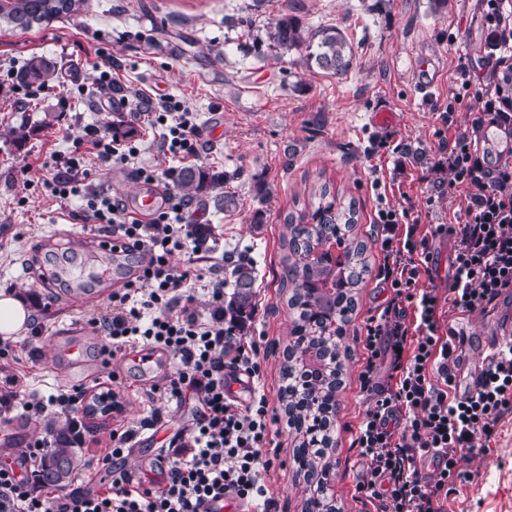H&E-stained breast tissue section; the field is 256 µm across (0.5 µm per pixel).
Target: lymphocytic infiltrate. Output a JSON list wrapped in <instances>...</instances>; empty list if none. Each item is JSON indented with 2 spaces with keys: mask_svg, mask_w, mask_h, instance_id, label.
I'll use <instances>...</instances> for the list:
<instances>
[{
  "mask_svg": "<svg viewBox=\"0 0 512 512\" xmlns=\"http://www.w3.org/2000/svg\"><path fill=\"white\" fill-rule=\"evenodd\" d=\"M458 72L463 91L453 101L474 113L475 127L512 129V105L501 89L472 88L466 67ZM124 104L134 118H147L159 130L164 153L201 158L204 146L186 101L134 90ZM139 153L135 141L113 134L109 125H91L69 153L43 162L48 173L43 185L53 197L80 198L77 218L139 257L133 279L112 292L106 311L89 324L113 353L150 346L178 357L164 386L141 389L150 415L140 429L164 432L161 399L190 406L191 416L172 434L164 432L156 476L149 480L127 468L138 431L128 427L112 432L100 460L110 481L98 490L59 491L40 484L35 470L20 477L0 463V512H205L208 502L224 497L255 512H273L263 483L271 466L267 397L258 392L242 404L227 389L228 372L261 377L258 343L224 311V271L233 265V254L210 242L203 225L192 223L191 202L178 193L175 170L137 168L140 179L163 187L161 207L144 221L85 165L92 154L102 167L134 166ZM445 162L449 191L463 190L468 197L464 223L438 224L432 231L455 242L447 298L419 285L429 273L430 255L410 209L377 210L392 297L365 322L367 357L360 378L369 405L353 441L363 464L357 490L375 512H447L456 483L478 477L467 448L495 440L512 414V342L489 359L476 392L457 398L450 394L457 346L441 336L439 325L442 311L472 312L512 290V162L487 166L465 131L455 135ZM183 250L184 265H172L171 256ZM199 290L208 297L204 312L195 305ZM19 384L14 374L0 381V421L18 408L40 416L53 407L70 413L65 436L74 445L84 441L85 415L122 410V395L108 379L94 381L89 390L60 389L45 400L23 393ZM428 458L436 464L432 476L419 468Z\"/></svg>",
  "mask_w": 512,
  "mask_h": 512,
  "instance_id": "f902f5d3",
  "label": "lymphocytic infiltrate"
}]
</instances>
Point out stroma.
I'll return each mask as SVG.
<instances>
[{"label": "stroma", "instance_id": "35a3bbf8", "mask_svg": "<svg viewBox=\"0 0 512 512\" xmlns=\"http://www.w3.org/2000/svg\"><path fill=\"white\" fill-rule=\"evenodd\" d=\"M285 14L298 17L312 33L330 26L342 30L353 47L350 70L327 74L315 66L307 46L284 54L266 44L267 27ZM33 56L57 64L45 88L24 96L0 87V291L19 295L43 333L20 335L17 362L0 359V373L23 367L30 392L44 397L71 387L64 369L50 359L52 340L60 330L86 328L93 313L76 296L58 302L53 289L35 279L36 266H51L65 253L68 237L84 232L73 217L79 198L59 200L42 191L45 156L68 153L87 126L118 119L134 130L140 163L161 170L183 166L161 151L157 130L128 116L122 96L97 86L99 67L111 64L116 86L190 104L207 145L200 163L225 172L223 189L238 200L232 212L217 210L209 194L195 196L193 203L200 223L211 225L225 250L256 268L247 333L260 340L264 390L277 416L278 458L265 478L276 512H301L312 484L295 464L299 438L278 397L294 320L287 305L292 288L281 279L288 252L285 217L322 178L344 198L355 199V232L367 247L369 272L339 341L343 370L331 492L339 512H373L356 490L361 462L351 441L368 405L360 388L365 321L389 296L380 276L375 211L381 204H413L420 232L430 237L431 285L447 296L454 242L429 231L465 221L466 199L460 191L440 193L448 172L437 161L441 140L471 128L474 115L456 112L447 122L441 114L460 84L459 62L468 63L476 84L486 83L496 67L476 0H263L258 7L253 0H86L80 13L28 32L0 23V72L18 70ZM22 124L33 132L17 147L5 134ZM388 136L400 144V153L378 151V141ZM48 238L55 248L45 247ZM507 312L512 313L511 293L486 308L451 314L449 322L467 330L475 350L495 335L497 319ZM101 346V336H89V359L101 377L118 373L113 388L125 400L119 418L89 420L91 433L79 450L83 483L104 478L95 461L113 429L139 425L149 416L137 388L164 385L176 366L165 350L162 364L146 372L120 355L103 358ZM468 454L479 479L458 485L448 500L450 512H512V414L494 441H475Z\"/></svg>", "mask_w": 512, "mask_h": 512}]
</instances>
